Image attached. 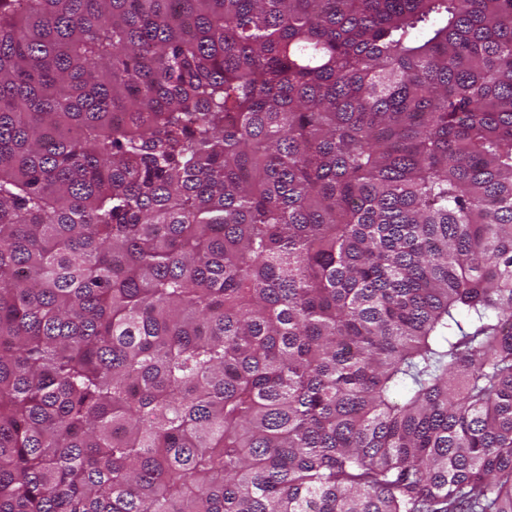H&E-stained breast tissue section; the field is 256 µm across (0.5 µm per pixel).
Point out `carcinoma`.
Masks as SVG:
<instances>
[{
	"label": "carcinoma",
	"mask_w": 512,
	"mask_h": 512,
	"mask_svg": "<svg viewBox=\"0 0 512 512\" xmlns=\"http://www.w3.org/2000/svg\"><path fill=\"white\" fill-rule=\"evenodd\" d=\"M0 512H512V0H0Z\"/></svg>",
	"instance_id": "obj_1"
}]
</instances>
